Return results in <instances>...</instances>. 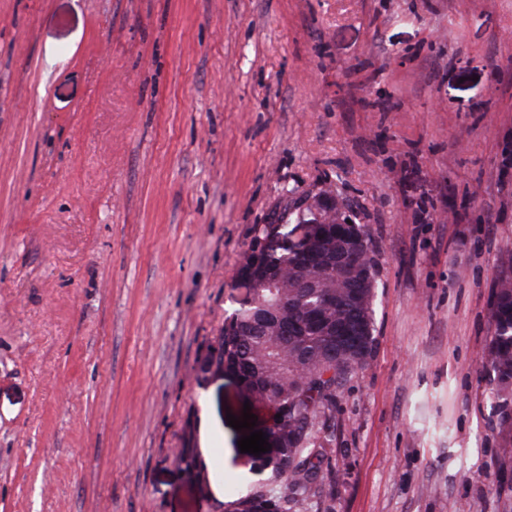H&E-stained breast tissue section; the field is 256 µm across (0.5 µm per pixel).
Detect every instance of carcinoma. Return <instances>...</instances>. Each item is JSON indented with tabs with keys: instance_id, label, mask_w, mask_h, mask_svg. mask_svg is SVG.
<instances>
[{
	"instance_id": "obj_1",
	"label": "carcinoma",
	"mask_w": 512,
	"mask_h": 512,
	"mask_svg": "<svg viewBox=\"0 0 512 512\" xmlns=\"http://www.w3.org/2000/svg\"><path fill=\"white\" fill-rule=\"evenodd\" d=\"M275 223L266 224L253 240L241 275L254 266L287 272L277 286H258L224 324L217 363L240 370L244 392L273 407L278 418L265 434L271 449L263 453L278 488L239 496L225 512H292L291 504L308 485L323 482V454L316 443L315 423L333 404L336 385L347 375L366 368L374 344L376 280L371 240L346 206L343 216L359 240L353 272L341 274L323 263L305 264L294 250L291 236L307 227L320 239L323 226L336 214L319 208L330 188L295 196ZM492 329L480 371L488 378L500 410V425L512 428V273L500 271L495 281ZM296 325L294 335L280 333L283 323ZM355 322L361 327L354 346L336 342V326Z\"/></svg>"
}]
</instances>
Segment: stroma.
Wrapping results in <instances>:
<instances>
[{"label": "stroma", "instance_id": "stroma-1", "mask_svg": "<svg viewBox=\"0 0 512 512\" xmlns=\"http://www.w3.org/2000/svg\"><path fill=\"white\" fill-rule=\"evenodd\" d=\"M329 186L374 345L294 512H512L480 360L512 262V0H0V512L275 481L216 364L257 229Z\"/></svg>", "mask_w": 512, "mask_h": 512}]
</instances>
